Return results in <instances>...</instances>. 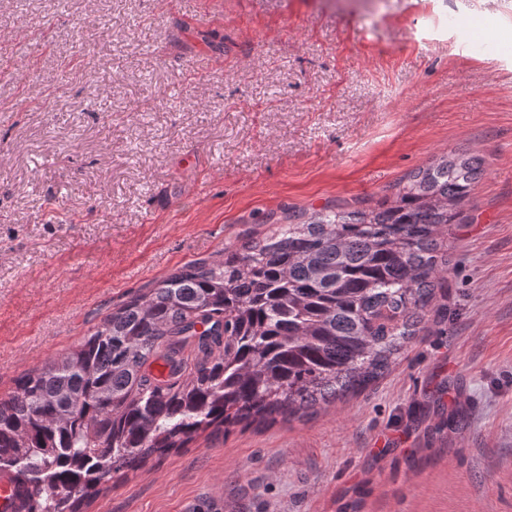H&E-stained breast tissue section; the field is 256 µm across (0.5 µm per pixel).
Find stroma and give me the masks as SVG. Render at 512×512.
Here are the masks:
<instances>
[{"instance_id": "obj_1", "label": "stroma", "mask_w": 512, "mask_h": 512, "mask_svg": "<svg viewBox=\"0 0 512 512\" xmlns=\"http://www.w3.org/2000/svg\"><path fill=\"white\" fill-rule=\"evenodd\" d=\"M460 148L446 332L89 512H512V0H0V395L184 264Z\"/></svg>"}]
</instances>
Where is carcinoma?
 Masks as SVG:
<instances>
[{"label":"carcinoma","mask_w":512,"mask_h":512,"mask_svg":"<svg viewBox=\"0 0 512 512\" xmlns=\"http://www.w3.org/2000/svg\"><path fill=\"white\" fill-rule=\"evenodd\" d=\"M482 172L453 149L374 208L288 214L23 373L0 397L13 512H86L114 475L201 433L301 418L383 376L448 321V234Z\"/></svg>","instance_id":"cac0c4a2"}]
</instances>
